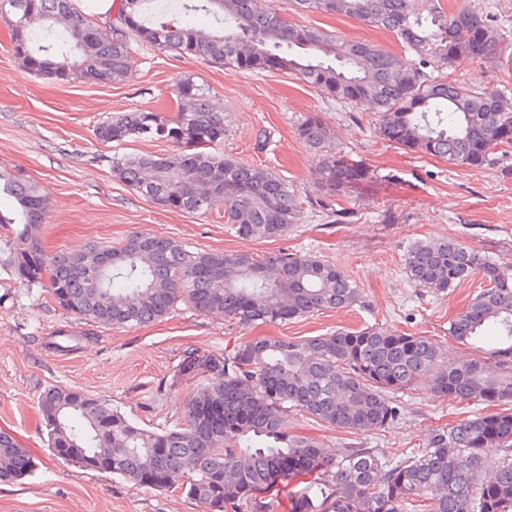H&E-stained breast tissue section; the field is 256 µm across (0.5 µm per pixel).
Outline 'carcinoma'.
<instances>
[{"mask_svg": "<svg viewBox=\"0 0 512 512\" xmlns=\"http://www.w3.org/2000/svg\"><path fill=\"white\" fill-rule=\"evenodd\" d=\"M437 0H119L115 13L87 14L76 0H0L14 57L34 75L57 82H128L132 51L154 49L241 71L294 74L348 105L367 104L378 136L400 148L480 168L512 148V99L495 87L461 82L451 71L501 57L512 40L493 17ZM346 16L393 35L394 52L293 25L288 11ZM173 112L148 106L114 112L93 128L103 145L157 137L178 159L143 152L115 155L112 175L153 204L206 214L224 210L235 234L282 238L304 207L343 224L349 211L334 196L367 171L326 150L320 115L298 123V138L319 157V194L302 196L276 172L246 165L221 150L224 113L192 80L178 85ZM50 208L41 186L0 167V266L78 320L103 327L161 321L181 304L219 312L244 329L285 324L349 308L359 285L334 263L285 249L262 256L193 252L176 241L137 232L112 246L89 240L47 251L40 232ZM110 267L101 268L104 254ZM404 265L419 288L446 293L480 277L479 290L456 313L448 335L471 350L445 364L435 341L367 325L305 339L252 336L219 354L188 346L169 392L192 390L172 428L149 429L110 400L50 386L37 408L54 457L129 482L163 468L160 490L210 512H280L281 493H299L289 512H512V263L495 262L454 239L414 243ZM431 375L441 396L498 407L439 426L424 446L384 459L361 445L341 453L288 430L309 415L351 434L384 430L400 419L394 395ZM31 451L0 427V482L35 469Z\"/></svg>", "mask_w": 512, "mask_h": 512, "instance_id": "cac0c4a2", "label": "carcinoma"}]
</instances>
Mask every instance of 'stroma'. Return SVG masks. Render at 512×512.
Listing matches in <instances>:
<instances>
[{"mask_svg": "<svg viewBox=\"0 0 512 512\" xmlns=\"http://www.w3.org/2000/svg\"><path fill=\"white\" fill-rule=\"evenodd\" d=\"M288 19L348 41L400 48L388 32L345 16L292 11ZM505 52L502 63H461L456 78L512 97V43ZM131 69L133 79L119 84L44 82L13 57L9 31L0 23V164L34 178L49 197L50 222L42 227L48 250L76 249L91 239L113 244L141 231L198 252L262 255L284 248L335 263L359 283L362 299L351 308L252 331L185 306L158 322L111 329L80 323L41 288L0 270V427L10 429L37 462L29 476L0 483V512H209L202 503L52 457L37 410L40 393L50 386L83 390L110 399L147 428L161 429L181 417L190 392L183 385L158 393L188 346L220 353L253 334L302 338L377 324L432 338L443 361L463 360L469 351L449 337L448 322L475 293L478 280L431 293L409 281L404 254L416 241L448 238L493 260L512 262V153L466 168L408 152L378 138L368 121H355L353 107L278 71L215 68L150 49L132 55ZM185 78L203 85L210 105L223 113L226 153L268 167L310 195L319 188L317 157L298 139L296 126L305 114L320 113L330 129L331 149L370 172L336 198L352 211L351 221L334 224L306 210L286 237L245 239L229 230L223 212L164 210L115 180L109 163L115 153L168 154L172 147L161 140L101 145L92 134L95 123L112 112L172 104ZM396 400L402 418L383 431L354 436L301 415L290 418L288 426L335 451L358 443L392 458L425 443L437 426L477 411L475 405L435 394L425 376L398 392Z\"/></svg>", "mask_w": 512, "mask_h": 512, "instance_id": "35a3bbf8", "label": "stroma"}]
</instances>
